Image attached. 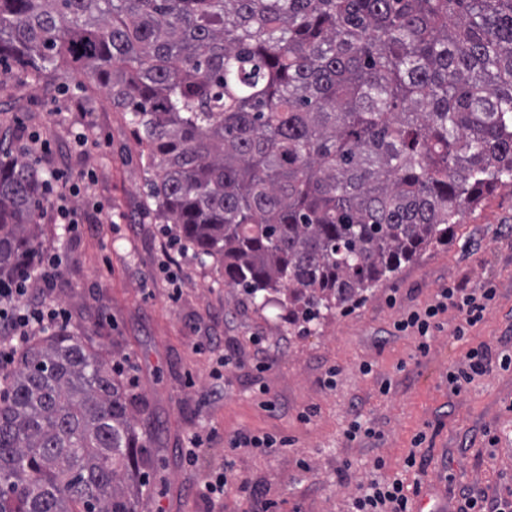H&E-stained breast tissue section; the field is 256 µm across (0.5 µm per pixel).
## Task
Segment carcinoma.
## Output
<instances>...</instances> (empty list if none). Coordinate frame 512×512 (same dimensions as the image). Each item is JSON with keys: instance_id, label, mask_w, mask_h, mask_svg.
<instances>
[{"instance_id": "obj_1", "label": "carcinoma", "mask_w": 512, "mask_h": 512, "mask_svg": "<svg viewBox=\"0 0 512 512\" xmlns=\"http://www.w3.org/2000/svg\"><path fill=\"white\" fill-rule=\"evenodd\" d=\"M129 113L156 219L224 284L311 322L512 181V0H0V62ZM43 176L0 148V280L36 263ZM0 512H137L146 442L80 336L3 379Z\"/></svg>"}]
</instances>
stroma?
<instances>
[{
  "label": "stroma",
  "mask_w": 512,
  "mask_h": 512,
  "mask_svg": "<svg viewBox=\"0 0 512 512\" xmlns=\"http://www.w3.org/2000/svg\"><path fill=\"white\" fill-rule=\"evenodd\" d=\"M88 121L94 142L81 153L72 133ZM7 131L15 135L12 154L21 149L18 134L39 131L52 142L42 169L93 176L74 201L77 234L65 233L51 212L40 214L44 247L63 257L46 297L68 311L70 329L109 362H127L137 379L129 391L150 448L138 512H258L252 488L272 501L270 512H349L360 485L418 477L403 465L420 433L429 464L418 478L431 504L458 512L465 488L490 501L512 497V366L494 367L458 393L448 386L449 371L479 343L512 351V185L498 186L465 213L447 244L357 304L292 323L286 307L260 306L219 283L212 258L179 255L169 226L147 209L141 148L107 89L76 73L36 82L21 66L1 64L0 134ZM170 255L177 262L166 274ZM449 286L495 289V303L459 341L451 337L457 313L448 311L420 353L417 337L394 325ZM221 357L227 366H218ZM357 421L374 436L348 440ZM209 430L215 439L187 464V436ZM242 431L276 438L278 452L230 451ZM229 457L236 481L216 505L205 504L199 482Z\"/></svg>",
  "instance_id": "obj_1"
}]
</instances>
